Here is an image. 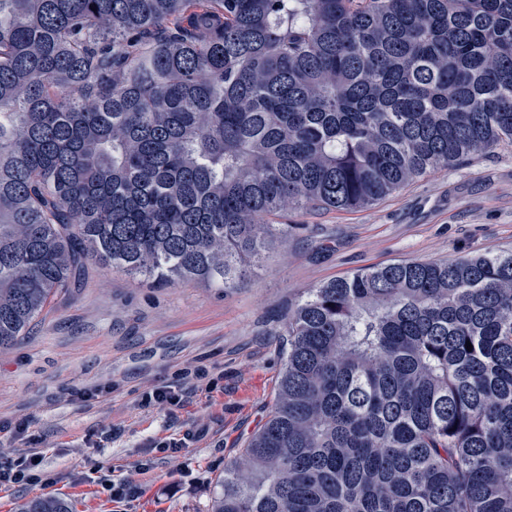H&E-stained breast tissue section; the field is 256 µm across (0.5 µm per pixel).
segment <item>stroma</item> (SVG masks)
I'll return each instance as SVG.
<instances>
[{"mask_svg":"<svg viewBox=\"0 0 512 512\" xmlns=\"http://www.w3.org/2000/svg\"><path fill=\"white\" fill-rule=\"evenodd\" d=\"M271 221L298 230L240 287L161 285L90 263L79 288L0 349V460L19 457L10 432L21 419L41 453L39 482L0 485V512L38 496L73 512H211L225 465L268 418L279 335L313 288L403 260L512 252V144L366 207L286 209ZM167 385L189 389L182 407L144 406ZM119 484L126 497H113Z\"/></svg>","mask_w":512,"mask_h":512,"instance_id":"1","label":"stroma"}]
</instances>
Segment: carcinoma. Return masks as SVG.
I'll use <instances>...</instances> for the list:
<instances>
[{
    "label": "carcinoma",
    "instance_id": "carcinoma-1",
    "mask_svg": "<svg viewBox=\"0 0 512 512\" xmlns=\"http://www.w3.org/2000/svg\"><path fill=\"white\" fill-rule=\"evenodd\" d=\"M504 141L512 0H0V347L90 261L234 288L300 228L264 217ZM285 335L213 512H512V253L332 280Z\"/></svg>",
    "mask_w": 512,
    "mask_h": 512
}]
</instances>
